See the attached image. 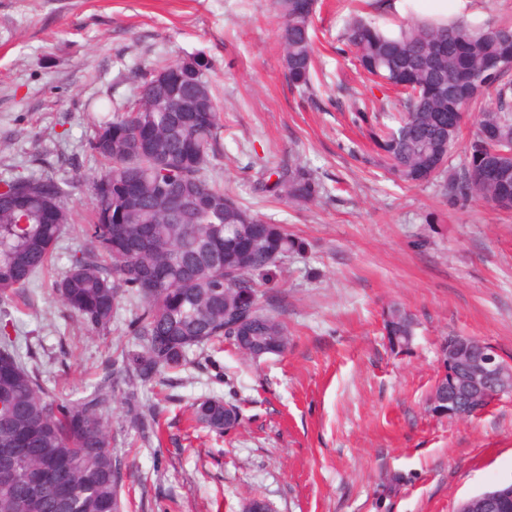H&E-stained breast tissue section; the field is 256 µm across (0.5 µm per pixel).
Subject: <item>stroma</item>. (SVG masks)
I'll list each match as a JSON object with an SVG mask.
<instances>
[{"mask_svg":"<svg viewBox=\"0 0 512 512\" xmlns=\"http://www.w3.org/2000/svg\"><path fill=\"white\" fill-rule=\"evenodd\" d=\"M382 3L318 0L320 80L304 91L282 66L274 0H0V182L47 172L74 182L79 214L52 264L0 308L22 364L50 390L81 397L136 346L135 303L92 335L52 284L84 243L89 191L77 179L99 167L92 124L133 97L142 66L213 60L224 131L209 176L306 243L260 289L288 328L287 351L253 363L209 344L183 370L139 385L156 436L131 428L119 402L105 406L127 471L125 512H241L255 494L273 512H457L512 482V393L462 420L427 409L445 338H480L512 361V212L449 197L436 176L403 183L372 162L369 130L395 94L365 78L342 34L356 8L394 24ZM358 99L374 114L360 118ZM288 163L319 182L314 203L262 191ZM393 303L417 320L403 356L382 327ZM205 396L238 406L240 426L221 437L190 428V406Z\"/></svg>","mask_w":512,"mask_h":512,"instance_id":"35a3bbf8","label":"stroma"}]
</instances>
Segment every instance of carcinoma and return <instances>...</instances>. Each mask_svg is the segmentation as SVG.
Listing matches in <instances>:
<instances>
[{
  "instance_id": "1",
  "label": "carcinoma",
  "mask_w": 512,
  "mask_h": 512,
  "mask_svg": "<svg viewBox=\"0 0 512 512\" xmlns=\"http://www.w3.org/2000/svg\"><path fill=\"white\" fill-rule=\"evenodd\" d=\"M281 19L280 47L288 81L310 89L314 74L313 13L308 0H275ZM345 39L369 76L406 69L395 126L371 130L378 154L402 181L426 178L423 160L441 163L457 197H477L512 211V80L493 86L495 102L478 114L467 164L448 166L457 134L437 124V115L463 114L480 99L460 92L457 75L482 80L494 63H512V27L477 20L402 23L385 32L354 18ZM181 61L144 67L133 100L101 116L88 140L102 167L83 176L91 195L83 247L69 255L67 274L53 285L58 301L90 333L109 327L126 299L140 305L131 321L136 348L121 353L124 375L71 400L52 394L39 375L21 363L15 341L0 326V512H122L121 461L109 448L112 425L104 405L119 392L130 422L156 431L153 412L137 400V384L161 371L182 369L190 352L229 341L257 360L288 349L285 326L265 312L259 281L303 243L280 224L264 221L207 175L218 154L224 113L200 56L190 81L162 84L156 75L180 69ZM207 90L195 103V85ZM268 191L294 203H309L319 183L304 167L281 166ZM181 184L179 199L161 192ZM0 193V307L22 295L51 262L65 225L73 220L70 185L51 174L19 175ZM416 323L391 306L383 318L389 349H410ZM192 420L218 436L240 424L239 408L217 397L192 405Z\"/></svg>"
}]
</instances>
